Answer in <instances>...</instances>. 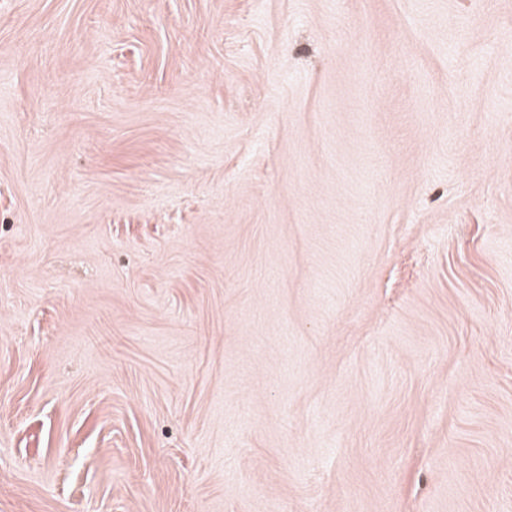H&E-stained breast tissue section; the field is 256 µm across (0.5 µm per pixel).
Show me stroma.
I'll use <instances>...</instances> for the list:
<instances>
[{
    "instance_id": "obj_1",
    "label": "stroma",
    "mask_w": 512,
    "mask_h": 512,
    "mask_svg": "<svg viewBox=\"0 0 512 512\" xmlns=\"http://www.w3.org/2000/svg\"><path fill=\"white\" fill-rule=\"evenodd\" d=\"M0 512H512V0H0Z\"/></svg>"
}]
</instances>
